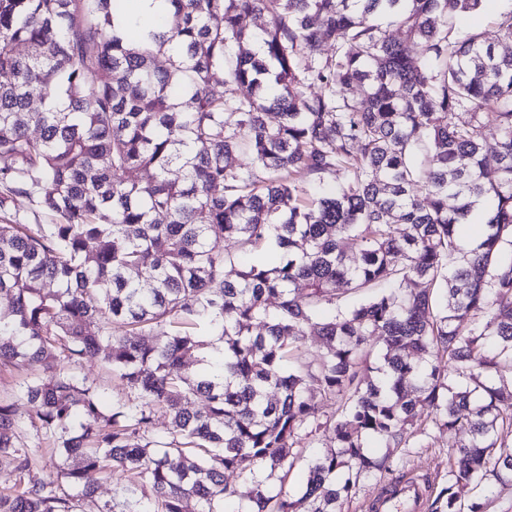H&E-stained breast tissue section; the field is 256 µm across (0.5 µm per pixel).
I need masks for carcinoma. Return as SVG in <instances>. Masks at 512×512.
<instances>
[{"label": "carcinoma", "mask_w": 512, "mask_h": 512, "mask_svg": "<svg viewBox=\"0 0 512 512\" xmlns=\"http://www.w3.org/2000/svg\"><path fill=\"white\" fill-rule=\"evenodd\" d=\"M117 2L0 0V369L44 371L26 415L0 400V512H84L91 471L125 478L95 512H336L390 471L369 441L444 429L468 438L430 512H486L466 490L512 484V10L491 42L453 26L485 0H165L127 41ZM92 354L126 392L110 407L71 371ZM321 433L302 497L270 491Z\"/></svg>", "instance_id": "carcinoma-1"}]
</instances>
